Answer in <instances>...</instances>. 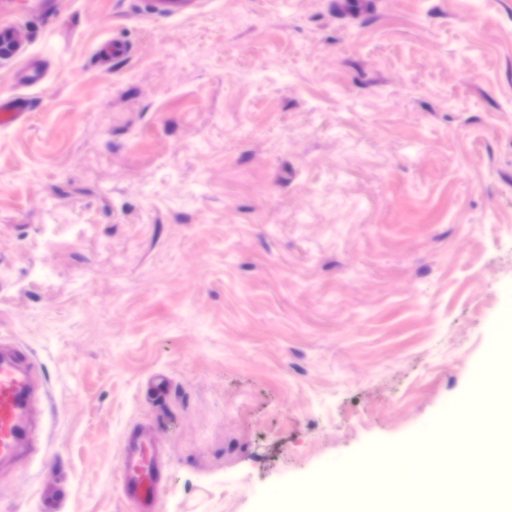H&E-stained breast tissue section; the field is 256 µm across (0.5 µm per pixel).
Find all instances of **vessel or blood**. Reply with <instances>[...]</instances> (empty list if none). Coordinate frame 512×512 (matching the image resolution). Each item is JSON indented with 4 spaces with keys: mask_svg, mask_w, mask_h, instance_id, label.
<instances>
[{
    "mask_svg": "<svg viewBox=\"0 0 512 512\" xmlns=\"http://www.w3.org/2000/svg\"><path fill=\"white\" fill-rule=\"evenodd\" d=\"M198 0H149L151 15L177 18L198 8ZM28 117L20 100L0 102V129ZM31 365L18 351L0 348V465L31 461L34 421L32 404L37 396ZM168 463L155 448L149 432L136 428L127 433L118 467V480L131 512H160Z\"/></svg>",
    "mask_w": 512,
    "mask_h": 512,
    "instance_id": "obj_1",
    "label": "vessel or blood"
}]
</instances>
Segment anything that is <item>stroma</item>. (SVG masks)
<instances>
[{"instance_id":"1","label":"stroma","mask_w":512,"mask_h":512,"mask_svg":"<svg viewBox=\"0 0 512 512\" xmlns=\"http://www.w3.org/2000/svg\"><path fill=\"white\" fill-rule=\"evenodd\" d=\"M5 22L26 50L0 97L29 115L0 130V345L40 396L0 512H129L137 426L162 512H259L369 450L400 478L474 408L512 334V0H8ZM149 13L160 18H177L198 8V0H148ZM167 470V460L146 429L127 433L117 473L131 511H160Z\"/></svg>"}]
</instances>
